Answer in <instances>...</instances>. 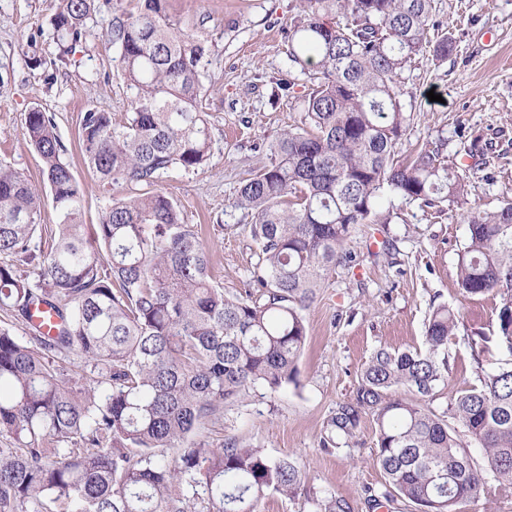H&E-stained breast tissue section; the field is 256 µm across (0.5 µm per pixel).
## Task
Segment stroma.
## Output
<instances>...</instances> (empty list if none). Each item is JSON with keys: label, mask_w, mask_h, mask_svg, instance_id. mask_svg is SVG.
<instances>
[{"label": "stroma", "mask_w": 512, "mask_h": 512, "mask_svg": "<svg viewBox=\"0 0 512 512\" xmlns=\"http://www.w3.org/2000/svg\"><path fill=\"white\" fill-rule=\"evenodd\" d=\"M62 6L63 0H0V161L42 185L25 117L34 106L54 114L64 159L83 187L84 221L95 224L105 198H123L132 189L122 182L103 187L88 169L80 121L90 109L111 113L116 123L125 119L133 91L109 33L115 18L136 11L138 2L98 0L86 38L63 61L53 28ZM167 13L180 30L205 41L204 83L212 91L202 108L212 151L197 169L164 175L159 187L177 201L185 223L196 225L213 282L243 294L254 288L258 247L251 217L234 200L242 179L265 162L268 144L303 116L309 81L291 68L284 42L300 2L168 0ZM433 21L437 32L451 34L454 48L443 61L425 51L404 71L402 101L411 115L404 146L441 144L449 166L466 180V203L440 211L386 196L392 223L355 227L348 241L352 261L330 271L304 312L308 335L296 383L275 392L254 387L192 435L195 443L232 439L298 462L305 479L296 496L269 494L260 512H315L316 500L330 494L345 499L350 512H370L367 497L386 484L375 460V418L363 414L355 436L338 448L322 445L327 421L352 397L376 349L422 348L433 307L448 305L458 316L434 409L512 363V353L495 339L499 296L467 297L457 283L467 210L512 201V0H434ZM285 81L293 82L292 92L280 91ZM431 91L440 101H429ZM476 138L485 155L467 159L463 147ZM387 239L393 251H383Z\"/></svg>", "instance_id": "stroma-1"}]
</instances>
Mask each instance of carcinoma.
Segmentation results:
<instances>
[{
    "instance_id": "1",
    "label": "carcinoma",
    "mask_w": 512,
    "mask_h": 512,
    "mask_svg": "<svg viewBox=\"0 0 512 512\" xmlns=\"http://www.w3.org/2000/svg\"><path fill=\"white\" fill-rule=\"evenodd\" d=\"M95 2L64 0L54 19L59 60L86 36ZM166 2L139 0L112 29L135 90L126 122L97 111L81 119L88 168L105 187L137 186L134 194L109 200L99 223H81V185L54 114L37 106L25 129L45 191L0 161V255L9 257L0 262V311L27 335L0 326V434L12 440L0 448V512H258L270 492L293 497L303 473L290 458L232 440L194 444L171 461L164 449L223 417L255 385L276 391L297 381L304 311L329 272L352 261L354 226L392 222L384 193L429 208L464 203V178L439 146L395 159L410 121L403 72L429 47L440 60L453 50L451 35L429 38L433 0H300L285 39L290 64L310 81L304 126L275 140L234 201L254 218L256 290L214 285L198 232L157 189L164 174L198 168L212 149L200 106L205 43L177 28ZM48 202L59 221L37 242ZM466 219L458 286L500 295L496 337L512 354V202ZM24 265L39 266L37 277L19 273ZM36 304L55 311L54 334L31 323ZM457 323L439 305L424 348L377 349L353 398L328 420L325 447L374 414L376 462L389 486L370 498L374 508L395 492L418 512H458L490 479L512 496V365L456 392L443 412L430 406ZM399 387L414 398L392 397ZM450 419L483 450L484 465ZM318 512L350 507L330 495Z\"/></svg>"
}]
</instances>
